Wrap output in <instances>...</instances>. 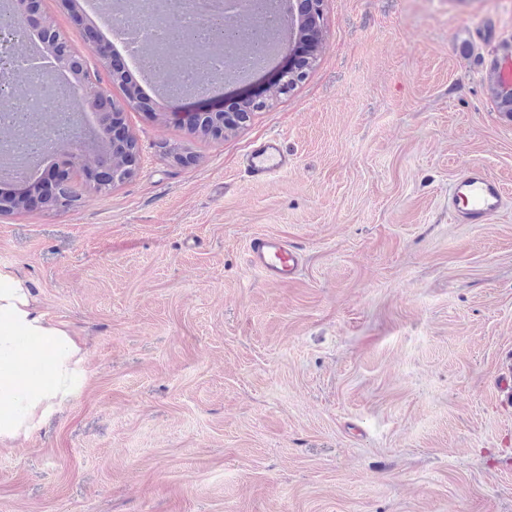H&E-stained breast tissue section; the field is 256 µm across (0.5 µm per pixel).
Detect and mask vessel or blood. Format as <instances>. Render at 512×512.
Here are the masks:
<instances>
[{
	"label": "vessel or blood",
	"instance_id": "obj_1",
	"mask_svg": "<svg viewBox=\"0 0 512 512\" xmlns=\"http://www.w3.org/2000/svg\"><path fill=\"white\" fill-rule=\"evenodd\" d=\"M289 159L278 139H271L251 150L248 170L252 180L267 179L287 169ZM504 191L499 181L482 167L464 170L452 186V202L458 218L466 224H483L500 209ZM251 266L272 283L292 279L301 263L298 248L288 240L257 236L249 243Z\"/></svg>",
	"mask_w": 512,
	"mask_h": 512
}]
</instances>
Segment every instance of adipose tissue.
I'll return each instance as SVG.
<instances>
[{"instance_id": "adipose-tissue-1", "label": "adipose tissue", "mask_w": 512, "mask_h": 512, "mask_svg": "<svg viewBox=\"0 0 512 512\" xmlns=\"http://www.w3.org/2000/svg\"><path fill=\"white\" fill-rule=\"evenodd\" d=\"M37 342L39 353L18 344ZM40 367L37 379L26 366ZM85 354L65 323L42 309L26 281L0 268V444L29 438L43 419L72 402L86 383Z\"/></svg>"}]
</instances>
